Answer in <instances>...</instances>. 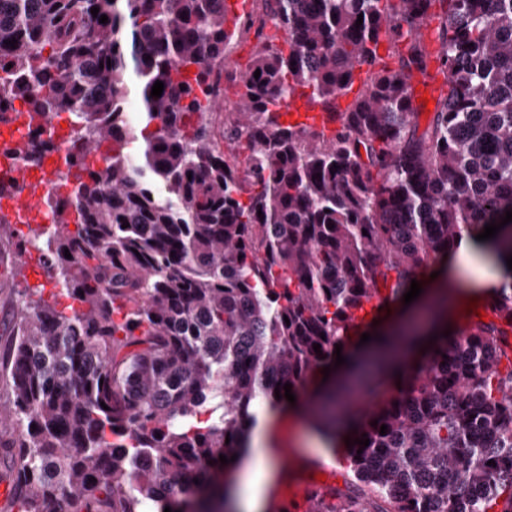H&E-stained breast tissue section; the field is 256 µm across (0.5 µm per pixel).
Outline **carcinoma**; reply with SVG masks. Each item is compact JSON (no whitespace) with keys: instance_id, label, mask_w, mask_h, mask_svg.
<instances>
[{"instance_id":"1","label":"carcinoma","mask_w":512,"mask_h":512,"mask_svg":"<svg viewBox=\"0 0 512 512\" xmlns=\"http://www.w3.org/2000/svg\"><path fill=\"white\" fill-rule=\"evenodd\" d=\"M261 2L0 0V103L74 117L52 224L17 241L45 244L57 288L22 290L6 360L15 512H217L219 455L276 385L299 395L367 301L512 210V0ZM250 34L221 134L224 61ZM416 76L442 77L422 131ZM297 95L340 113L332 135L278 122ZM483 307L360 410L349 467L370 495L305 512H512V281Z\"/></svg>"}]
</instances>
